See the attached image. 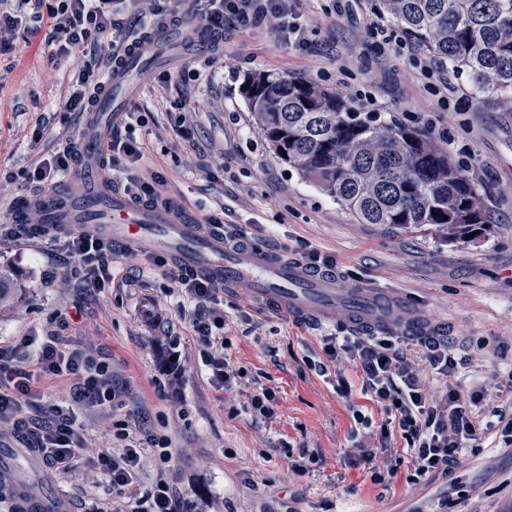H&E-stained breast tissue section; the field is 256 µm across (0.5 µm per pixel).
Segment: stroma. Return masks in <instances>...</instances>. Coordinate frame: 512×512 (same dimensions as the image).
Returning a JSON list of instances; mask_svg holds the SVG:
<instances>
[{
  "label": "stroma",
  "mask_w": 512,
  "mask_h": 512,
  "mask_svg": "<svg viewBox=\"0 0 512 512\" xmlns=\"http://www.w3.org/2000/svg\"><path fill=\"white\" fill-rule=\"evenodd\" d=\"M299 20L313 46L300 51L279 39L274 25L229 28L218 46L187 32L172 44L133 98L144 125L150 165L167 179L166 191L237 225L247 239L289 255L315 249L331 257L349 287L378 286L400 314L447 324L450 346L464 364L465 386L487 382L480 423L512 399L492 386L494 374L512 361V96L477 92L466 73L451 77L469 98L441 105L414 77L417 63L384 54L364 19L388 22L375 0H300ZM46 23L19 25L14 48L0 53V217L37 187L24 172L78 141L85 115L61 104L81 56L53 61ZM266 72L304 77L343 93L359 112L379 106V123L398 121L429 131L464 165L496 222L484 235L449 242L431 228L405 230L361 224L330 196L276 157L241 93L246 75ZM168 75L159 83V75ZM48 132L33 134L39 125ZM0 265L17 277L13 307L0 316V341L53 331L108 364L121 385L114 404L76 406L91 451L101 432L129 433L141 447L167 442L172 457L147 460L141 491L177 479L182 493L208 501L209 512H512V446L494 434L459 457L457 487L428 477L412 480L397 466L383 482L370 479L350 450L355 440L378 447L385 416L368 405L351 365L320 371L321 339L344 335L342 323H305L262 304L250 279L225 289L224 354L243 371L232 390L213 387L187 317L168 297L162 270L147 257L118 254L114 280L88 286L83 270L44 238L0 242ZM173 326L180 345V375L163 369L168 342L147 323L146 310ZM496 349L478 358L480 343ZM344 376L352 393L336 390ZM273 396L269 417L253 416L249 398L261 389ZM365 406L370 428H357L350 403ZM29 435L0 439L15 449L14 476L29 494L53 496L68 512H88L110 498L97 470L81 465L66 477L27 449ZM307 453L306 474L289 470Z\"/></svg>",
  "instance_id": "obj_1"
}]
</instances>
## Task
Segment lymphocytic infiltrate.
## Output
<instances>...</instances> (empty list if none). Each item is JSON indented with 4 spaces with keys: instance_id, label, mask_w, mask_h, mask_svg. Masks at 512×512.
I'll return each mask as SVG.
<instances>
[{
    "instance_id": "lymphocytic-infiltrate-1",
    "label": "lymphocytic infiltrate",
    "mask_w": 512,
    "mask_h": 512,
    "mask_svg": "<svg viewBox=\"0 0 512 512\" xmlns=\"http://www.w3.org/2000/svg\"><path fill=\"white\" fill-rule=\"evenodd\" d=\"M191 12L206 31L221 36L225 27H261L269 18L279 21L280 37L299 50L312 46L306 26L299 22L292 0H194ZM126 0H45L46 15L53 33L55 55L68 58L82 52L90 57L78 67L65 100L68 112L88 111L92 95L104 72L130 45L145 48L146 36H131L121 15ZM102 166L124 176L123 190L138 202L160 201L165 179L160 172L140 170V143L112 136L101 146ZM64 247L81 265L88 282L104 285L112 279V246L90 232L65 234ZM170 281L169 294L192 301L189 318L203 349V363L211 384L232 389L236 375L224 361V310L214 285L184 268L169 267L165 257L152 259ZM426 359L443 381L446 390L431 391L419 370L400 350L392 336L353 333L325 339L322 351L328 361L350 362L361 379V392L386 415L380 426V445L401 437L407 445L408 466L414 477L451 478L463 448L484 438L474 417L485 389H463L458 382L460 364L447 343L425 340ZM44 378L73 380L70 407L51 404L34 448L36 456L62 473L70 472L73 461L88 446L86 433L73 409L74 404L103 405L116 398L108 365L93 364L81 349L63 337L49 333L24 336L18 342L0 344V427L20 428L26 410L38 396L37 383ZM140 448L128 445L119 451L98 453L91 461L123 501L121 512H204L202 506L183 500L171 482L158 483L145 498L133 486L144 466Z\"/></svg>"
}]
</instances>
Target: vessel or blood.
<instances>
[{
    "instance_id": "b4317fda",
    "label": "vessel or blood",
    "mask_w": 512,
    "mask_h": 512,
    "mask_svg": "<svg viewBox=\"0 0 512 512\" xmlns=\"http://www.w3.org/2000/svg\"><path fill=\"white\" fill-rule=\"evenodd\" d=\"M138 59V53L127 52L110 68L95 97L79 143V158L69 175L70 181L79 184V192L40 193L29 198V205L42 209L54 228L83 231L95 225L90 211L96 203L112 220L114 237L153 249L169 246L170 256L182 267L215 284L227 286L238 278H249L261 302L320 323L340 317L354 331L373 332L392 324L395 309L381 291L347 289L335 272L305 268L266 248L225 245L222 234L202 232L194 216L178 213L176 205L137 203L96 179L100 141L113 114L137 88Z\"/></svg>"
}]
</instances>
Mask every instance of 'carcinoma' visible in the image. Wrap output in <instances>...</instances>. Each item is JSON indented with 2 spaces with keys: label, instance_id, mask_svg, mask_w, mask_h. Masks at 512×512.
<instances>
[{
  "label": "carcinoma",
  "instance_id": "carcinoma-1",
  "mask_svg": "<svg viewBox=\"0 0 512 512\" xmlns=\"http://www.w3.org/2000/svg\"><path fill=\"white\" fill-rule=\"evenodd\" d=\"M377 8L478 90L512 94V0H377ZM244 85L275 155L359 223L429 226L451 242L492 223L467 171L423 130L377 124L303 77L258 72Z\"/></svg>",
  "mask_w": 512,
  "mask_h": 512
}]
</instances>
